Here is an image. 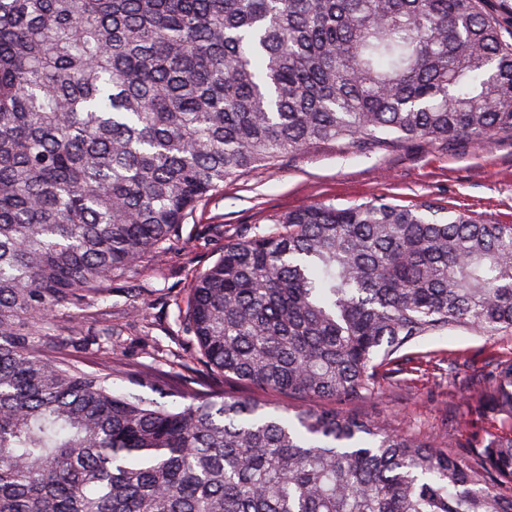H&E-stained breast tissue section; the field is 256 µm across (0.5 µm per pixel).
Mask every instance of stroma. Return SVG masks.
I'll list each match as a JSON object with an SVG mask.
<instances>
[{
	"label": "stroma",
	"mask_w": 512,
	"mask_h": 512,
	"mask_svg": "<svg viewBox=\"0 0 512 512\" xmlns=\"http://www.w3.org/2000/svg\"><path fill=\"white\" fill-rule=\"evenodd\" d=\"M376 197L411 209L428 202L512 224V137L500 135L483 144L410 141L371 153L326 142L289 155L278 168L253 169L225 183L223 194L184 225L181 238L168 244L159 262L162 276L146 268L139 276L117 278L111 296L94 307V321L81 335L60 337L51 357L111 374L115 390L132 388L149 399L159 393L147 382L159 378L176 389L257 395L275 405L304 408L306 399L297 396L258 394L231 379L197 377L195 350L178 325L179 304L195 275L244 232L266 231L281 214L304 204L325 201L344 208ZM136 288L146 304L133 313L125 301ZM401 355V370L379 375L375 393L349 403V410L376 418L392 432L476 456L497 424L472 414L477 395L462 390L458 380L512 363V333L454 328L424 337ZM135 377L142 385H132Z\"/></svg>",
	"instance_id": "obj_1"
}]
</instances>
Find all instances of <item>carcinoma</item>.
<instances>
[{
	"mask_svg": "<svg viewBox=\"0 0 512 512\" xmlns=\"http://www.w3.org/2000/svg\"><path fill=\"white\" fill-rule=\"evenodd\" d=\"M486 0H0V512H512V364L479 461L340 406L408 344L512 332V224L317 202L224 244L180 313L212 375L332 399L168 404L49 361L198 207L321 142L512 133Z\"/></svg>",
	"mask_w": 512,
	"mask_h": 512,
	"instance_id": "cac0c4a2",
	"label": "carcinoma"
}]
</instances>
